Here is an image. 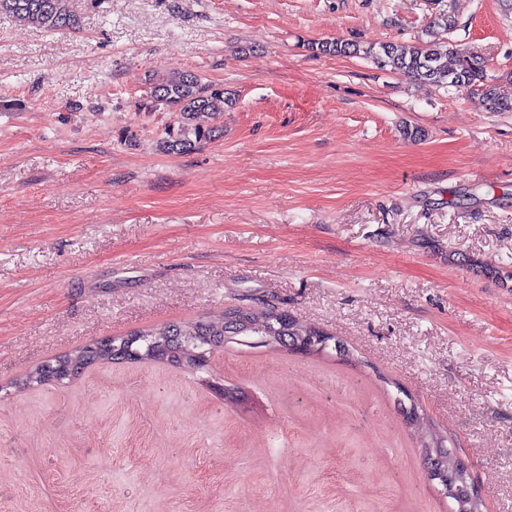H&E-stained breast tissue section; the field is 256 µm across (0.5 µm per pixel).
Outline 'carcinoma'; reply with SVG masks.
Returning a JSON list of instances; mask_svg holds the SVG:
<instances>
[{
	"mask_svg": "<svg viewBox=\"0 0 512 512\" xmlns=\"http://www.w3.org/2000/svg\"><path fill=\"white\" fill-rule=\"evenodd\" d=\"M72 0H0V13L45 31L74 29L78 18L71 9ZM382 67L406 70L419 80L448 84L456 88L477 89L491 112H512V99L502 97L496 88L485 84L486 61L473 48L448 43L445 50L432 42L412 45L385 43L379 49L366 51ZM150 108L178 112L182 124L176 131L166 132L159 148L168 154L190 152L203 141L213 137L215 130L201 123V117L224 111V89L203 81L192 73L171 71L156 80L149 91ZM287 310L270 306L261 311L250 307L234 308L219 315L203 316L196 320L148 327L124 336H114L107 342L92 341L68 354L57 357L24 373L12 383L17 391H24L49 382L71 380L84 371L119 360L143 363L171 362L184 371L203 370V353L211 345L226 342L237 336H256L263 347L279 349L285 344L272 337L271 329L281 327L284 335L295 341L311 356L334 350L345 357L343 343L327 335L322 329L303 325L295 318L285 316ZM239 314L244 323L235 327L230 316ZM421 452L439 443L442 457L452 461L455 451L447 448L446 439L433 427L418 430Z\"/></svg>",
	"mask_w": 512,
	"mask_h": 512,
	"instance_id": "1",
	"label": "carcinoma"
}]
</instances>
